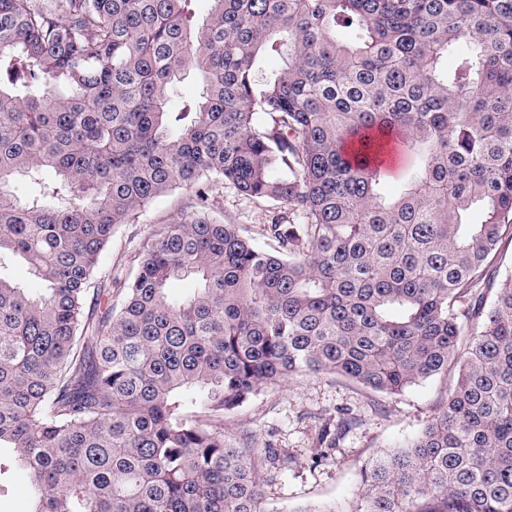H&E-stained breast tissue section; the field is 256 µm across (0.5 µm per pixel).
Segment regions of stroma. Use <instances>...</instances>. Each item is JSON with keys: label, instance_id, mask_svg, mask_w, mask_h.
Instances as JSON below:
<instances>
[{"label": "stroma", "instance_id": "35a3bbf8", "mask_svg": "<svg viewBox=\"0 0 512 512\" xmlns=\"http://www.w3.org/2000/svg\"><path fill=\"white\" fill-rule=\"evenodd\" d=\"M193 196L190 189L174 190L156 199L133 223L123 225L102 256L103 271L133 275L138 254L152 233L189 213ZM211 208L224 223L240 225L258 247L274 250L275 241L263 231L271 216L268 203L224 183L213 186ZM454 381V376H441L388 396L334 373L307 371L262 388L243 407L226 413L224 436L230 439L249 431L259 443L273 444L291 456L288 472L264 487L272 512L335 504L348 510L359 501L361 466L418 434ZM326 426L337 429L336 446L316 466L312 458Z\"/></svg>", "mask_w": 512, "mask_h": 512}]
</instances>
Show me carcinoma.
Returning <instances> with one entry per match:
<instances>
[{"instance_id":"1","label":"carcinoma","mask_w":512,"mask_h":512,"mask_svg":"<svg viewBox=\"0 0 512 512\" xmlns=\"http://www.w3.org/2000/svg\"><path fill=\"white\" fill-rule=\"evenodd\" d=\"M187 2L0 0V448L31 512H267L292 459L224 413L303 371L400 395L453 368L352 512H512V0ZM393 131L419 166L390 195ZM224 182L273 204L275 252L213 216ZM183 187L86 314L113 235ZM202 91V80L197 71L190 69L187 71L184 79L177 84L176 90L172 95L169 107L172 111H179L187 101L199 98Z\"/></svg>"}]
</instances>
